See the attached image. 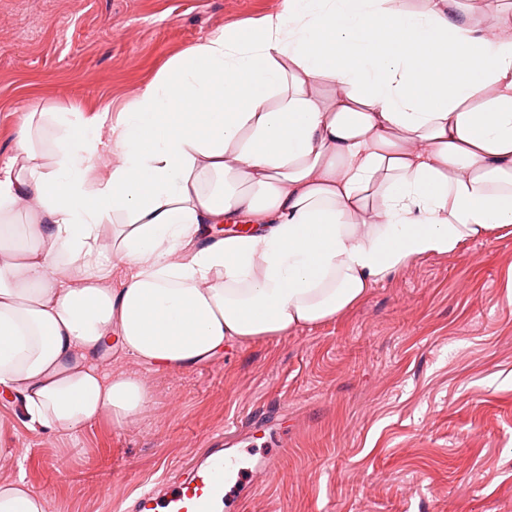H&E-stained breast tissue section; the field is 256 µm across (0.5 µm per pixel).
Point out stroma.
<instances>
[{
	"instance_id": "1",
	"label": "stroma",
	"mask_w": 512,
	"mask_h": 512,
	"mask_svg": "<svg viewBox=\"0 0 512 512\" xmlns=\"http://www.w3.org/2000/svg\"><path fill=\"white\" fill-rule=\"evenodd\" d=\"M284 0H0V168L23 112L119 109L218 29ZM151 401L129 424L31 428L0 396V480L47 512H119L239 432L279 456L239 512H512V226L423 257L335 319L174 373L121 355Z\"/></svg>"
}]
</instances>
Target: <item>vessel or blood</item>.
<instances>
[{"label": "vessel or blood", "mask_w": 512, "mask_h": 512, "mask_svg": "<svg viewBox=\"0 0 512 512\" xmlns=\"http://www.w3.org/2000/svg\"><path fill=\"white\" fill-rule=\"evenodd\" d=\"M244 471L241 459L214 448L176 481L142 492L135 506L138 512H225L231 500H246L257 491Z\"/></svg>", "instance_id": "obj_1"}]
</instances>
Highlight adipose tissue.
<instances>
[{
    "mask_svg": "<svg viewBox=\"0 0 512 512\" xmlns=\"http://www.w3.org/2000/svg\"><path fill=\"white\" fill-rule=\"evenodd\" d=\"M511 224L512 15L284 0L171 58L120 112L24 113L0 170V391L47 435L123 426L149 395L106 370L113 353L192 368ZM46 509L24 477L0 482V512Z\"/></svg>",
    "mask_w": 512,
    "mask_h": 512,
    "instance_id": "1",
    "label": "adipose tissue"
}]
</instances>
